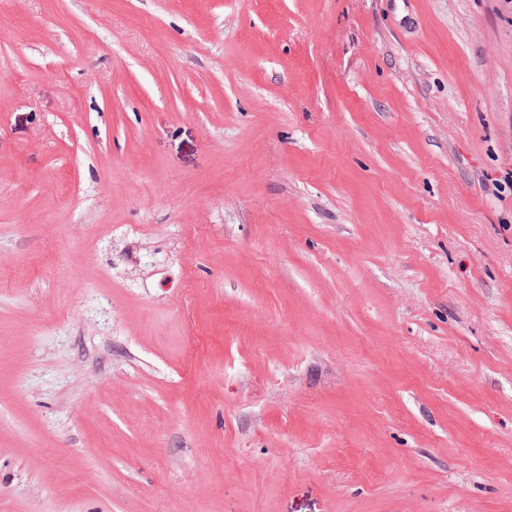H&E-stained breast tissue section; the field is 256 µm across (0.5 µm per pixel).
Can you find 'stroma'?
<instances>
[{
	"label": "stroma",
	"mask_w": 512,
	"mask_h": 512,
	"mask_svg": "<svg viewBox=\"0 0 512 512\" xmlns=\"http://www.w3.org/2000/svg\"><path fill=\"white\" fill-rule=\"evenodd\" d=\"M0 512H512V0H0Z\"/></svg>",
	"instance_id": "35a3bbf8"
}]
</instances>
